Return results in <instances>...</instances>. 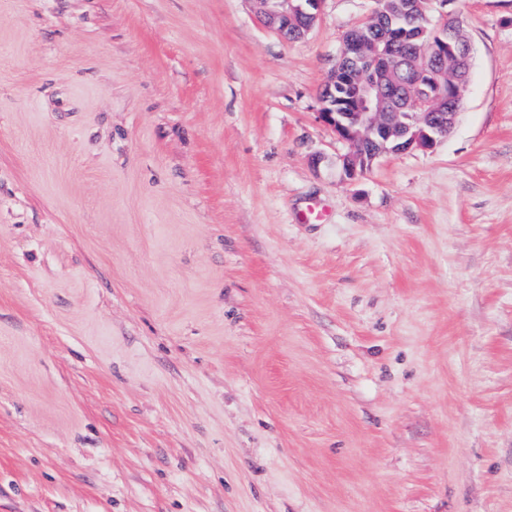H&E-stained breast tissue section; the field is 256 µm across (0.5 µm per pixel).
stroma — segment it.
Listing matches in <instances>:
<instances>
[{
	"label": "stroma",
	"instance_id": "obj_1",
	"mask_svg": "<svg viewBox=\"0 0 512 512\" xmlns=\"http://www.w3.org/2000/svg\"><path fill=\"white\" fill-rule=\"evenodd\" d=\"M374 6L0 0V512H512V0L454 2L448 138L348 185ZM264 5V21L278 34L291 31L295 40L304 38L315 26L323 0H257ZM292 41L290 33L285 35Z\"/></svg>",
	"mask_w": 512,
	"mask_h": 512
}]
</instances>
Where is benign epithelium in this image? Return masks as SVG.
Returning <instances> with one entry per match:
<instances>
[{
    "instance_id": "obj_1",
    "label": "benign epithelium",
    "mask_w": 512,
    "mask_h": 512,
    "mask_svg": "<svg viewBox=\"0 0 512 512\" xmlns=\"http://www.w3.org/2000/svg\"><path fill=\"white\" fill-rule=\"evenodd\" d=\"M264 5V21L278 34L287 32L304 38L315 26L322 0H258ZM454 0H405L407 21L396 25L382 8L376 6L365 25L379 31L366 43L346 34L340 59L359 64L369 61L368 73L357 68L340 71L331 77L321 96V120L350 145L336 158V170L343 183L363 176L381 157L412 150L428 151L446 139L460 113L456 101L465 97L470 76L471 46L451 26ZM416 42L426 64L416 69L415 86L420 100L411 112L409 105L394 101L386 94L378 71L390 61L400 44Z\"/></svg>"
}]
</instances>
